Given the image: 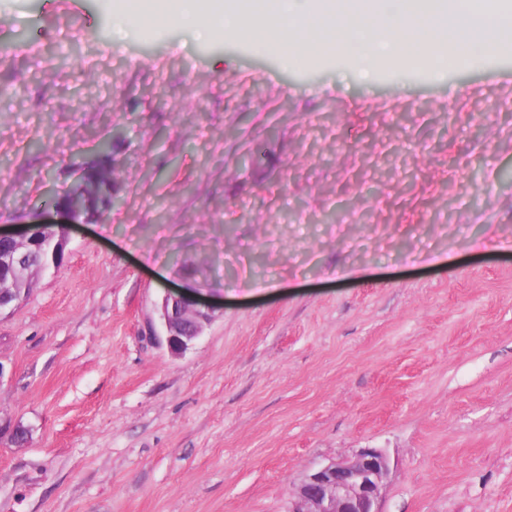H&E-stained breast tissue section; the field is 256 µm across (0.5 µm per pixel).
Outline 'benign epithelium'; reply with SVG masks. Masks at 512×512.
<instances>
[{"mask_svg": "<svg viewBox=\"0 0 512 512\" xmlns=\"http://www.w3.org/2000/svg\"><path fill=\"white\" fill-rule=\"evenodd\" d=\"M89 169H82L76 182L67 189L53 187L46 192V205L53 208L65 224H76L81 216L79 193L87 182ZM0 312L11 308L22 297V287L32 276L47 271L51 264L41 261L33 267L28 256L62 257L67 234L55 235L38 225L20 234L0 232ZM212 308L199 293L169 292L158 307L159 322L168 349L181 354L202 334L210 321ZM390 474V460L380 448H363L350 457L332 459L314 468L297 485L288 512H383L382 491Z\"/></svg>", "mask_w": 512, "mask_h": 512, "instance_id": "obj_1", "label": "benign epithelium"}]
</instances>
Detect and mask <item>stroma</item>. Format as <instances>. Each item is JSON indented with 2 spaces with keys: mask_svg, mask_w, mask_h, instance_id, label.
Returning a JSON list of instances; mask_svg holds the SVG:
<instances>
[{
  "mask_svg": "<svg viewBox=\"0 0 512 512\" xmlns=\"http://www.w3.org/2000/svg\"><path fill=\"white\" fill-rule=\"evenodd\" d=\"M116 7L0 0V229L116 127L125 199L0 312V512H287L362 448L383 512H512V41L366 74ZM157 311L168 349L172 354H181L201 336L212 308L197 292H168Z\"/></svg>",
  "mask_w": 512,
  "mask_h": 512,
  "instance_id": "obj_1",
  "label": "stroma"
}]
</instances>
